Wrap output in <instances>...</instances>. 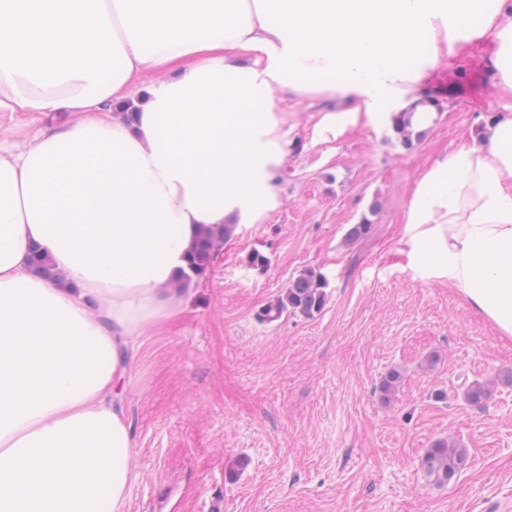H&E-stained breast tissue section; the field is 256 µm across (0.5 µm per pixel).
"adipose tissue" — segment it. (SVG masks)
I'll list each match as a JSON object with an SVG mask.
<instances>
[{"instance_id": "adipose-tissue-1", "label": "adipose tissue", "mask_w": 512, "mask_h": 512, "mask_svg": "<svg viewBox=\"0 0 512 512\" xmlns=\"http://www.w3.org/2000/svg\"><path fill=\"white\" fill-rule=\"evenodd\" d=\"M470 56L512 96V0H0V112L63 117L0 147V512H125L124 351L179 309L203 230L272 199L276 93L344 102L340 133ZM405 234L512 338L511 112L425 169Z\"/></svg>"}]
</instances>
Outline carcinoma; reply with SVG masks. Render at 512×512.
Returning a JSON list of instances; mask_svg holds the SVG:
<instances>
[{"label":"carcinoma","mask_w":512,"mask_h":512,"mask_svg":"<svg viewBox=\"0 0 512 512\" xmlns=\"http://www.w3.org/2000/svg\"><path fill=\"white\" fill-rule=\"evenodd\" d=\"M412 118L411 112H399L392 118L395 133L400 137L401 142L408 146L422 135V131L414 130ZM230 229L231 225L226 224L222 236L207 231L199 237L196 247L188 256L187 271L173 281V287H186L208 269L223 242V236L229 235ZM325 288H327V282L321 273L313 269L303 270L289 281L288 287L280 295L261 309L260 321L270 323L280 319L285 313L311 316L320 312L327 300ZM490 395L489 387L475 384L468 390L466 398L470 404L477 406L489 399ZM468 461L467 449L459 447L449 439L440 440L424 454L421 469L429 484L443 486L463 471Z\"/></svg>","instance_id":"1"}]
</instances>
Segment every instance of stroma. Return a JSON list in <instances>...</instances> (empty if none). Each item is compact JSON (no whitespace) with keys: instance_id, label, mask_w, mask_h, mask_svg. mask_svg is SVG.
<instances>
[{"instance_id":"35a3bbf8","label":"stroma","mask_w":512,"mask_h":512,"mask_svg":"<svg viewBox=\"0 0 512 512\" xmlns=\"http://www.w3.org/2000/svg\"><path fill=\"white\" fill-rule=\"evenodd\" d=\"M443 109L413 145L390 122L323 132L322 101L283 100L288 158L273 203L242 224L178 312L140 340L122 382L137 476L126 512H512V338L413 264L403 232L437 157L478 136L505 104L479 67L438 70ZM56 114L0 112L20 149ZM369 233L347 242L355 224ZM267 257L252 266V253ZM328 283L323 309L260 322L302 269ZM401 381L391 400L380 383ZM491 386L482 406L464 391ZM449 439L470 462L429 485L421 460ZM245 460L237 468V460Z\"/></svg>"}]
</instances>
